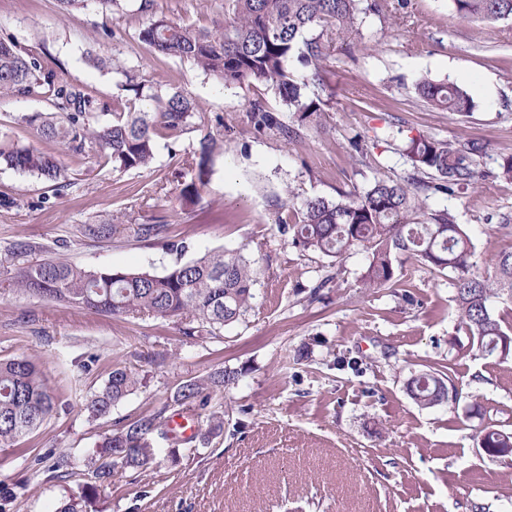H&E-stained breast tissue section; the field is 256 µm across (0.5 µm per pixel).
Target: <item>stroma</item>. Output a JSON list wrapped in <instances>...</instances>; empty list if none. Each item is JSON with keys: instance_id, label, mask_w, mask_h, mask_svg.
<instances>
[{"instance_id": "1", "label": "stroma", "mask_w": 512, "mask_h": 512, "mask_svg": "<svg viewBox=\"0 0 512 512\" xmlns=\"http://www.w3.org/2000/svg\"><path fill=\"white\" fill-rule=\"evenodd\" d=\"M226 7L225 0H155L157 13L199 27L223 22ZM138 26L95 11L63 15L56 0H0V36L43 47L64 80L111 100L119 93L111 74L83 56H112L178 86L224 140L207 165L203 200L187 211L178 191L197 172L183 163L196 131L176 144L159 141L154 164L138 171H113L90 150L65 157L73 185L59 194L34 175L0 167V198L16 201L0 206V359H29L56 396L37 431L0 447V490L16 491L0 512H54L88 480L82 470L62 479L32 475L21 452L83 456L117 423L159 410L182 382L224 367L239 378L211 394L223 429L174 462L169 452L178 441L162 427L153 437L156 466L136 480L112 476L98 512H282L285 496L302 512H512V462L482 455L480 420L465 416L477 400L499 408L512 429V360L450 349V340L466 337L456 332L447 274L407 259L397 272L411 285L408 295L368 291L360 286L362 250L333 263L292 247L278 229L286 204L334 200L374 178L406 176L403 136H463L485 146L479 177L428 205L456 215L474 239L480 271L491 274V257L512 249V180L499 174L512 155V19L464 20L449 0H406L386 27L367 17L361 46L338 42L330 51L323 77L335 97L321 125L290 141L248 124L255 100L287 117L271 87L227 88L190 62L155 60L135 38ZM106 27L113 38H102ZM424 77L464 84L475 110L430 109L414 90ZM356 141L366 157L353 151ZM115 216L122 227L109 237L85 234V225ZM161 222L163 241L139 242L124 230ZM21 242L31 247L25 262L59 257L86 269L157 275L209 252L237 251L256 260L261 275L244 320L190 337L184 319L79 310L8 288L13 268L3 257ZM426 363L453 365L460 405L423 409L412 401L406 382ZM117 364L138 375V389L108 416L90 417L87 398Z\"/></svg>"}]
</instances>
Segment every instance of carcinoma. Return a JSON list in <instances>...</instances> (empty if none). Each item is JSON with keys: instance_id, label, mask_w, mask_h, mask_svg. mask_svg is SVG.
<instances>
[{"instance_id": "obj_1", "label": "carcinoma", "mask_w": 512, "mask_h": 512, "mask_svg": "<svg viewBox=\"0 0 512 512\" xmlns=\"http://www.w3.org/2000/svg\"><path fill=\"white\" fill-rule=\"evenodd\" d=\"M63 13L93 7L96 11L139 16L137 40L158 59L192 62L203 74L224 86L261 82L281 97L290 114L285 124L255 101L247 110L254 129L275 130L285 138L298 136V128L316 124L333 90L322 78L333 41L352 44L362 16L373 14L388 22L387 0H229L228 17L212 28L181 24L154 10V0H57ZM457 15L465 19L496 22L512 17V0H451ZM92 66L108 71L124 94L101 102L91 93L64 81L53 63L16 38L0 37V95L16 99L39 98L50 109L14 118L32 138L45 144L8 141L0 146V165L37 176L59 193L72 186L62 157L78 158L85 148L94 150L120 173L150 167L157 140L174 141L196 131L204 120L198 105L172 84H160L115 66L109 56L88 54ZM305 69L298 78L290 65ZM416 94L431 108L467 115L475 108L468 91L456 82L420 79ZM220 146L213 134H204L185 162L197 165L198 177L182 183L178 199L190 207L203 199L208 176L206 164ZM482 147L469 141L441 140L425 134L402 140L401 152L413 173L399 180L376 179L361 192L305 199L288 210L279 229L304 252L338 260L358 247L367 254L361 287H407L396 275L398 258L405 256L429 270L452 273L449 285L458 313L457 331L467 336V351L498 362L512 359V315L495 312L490 301L512 302V250L491 259L494 276L485 277L474 261L476 247L451 211L431 210L432 194L453 195L475 181L474 156ZM128 236L157 239L164 224H128ZM260 268L240 253L204 254L158 276L147 271L89 270L61 258H47L16 265L12 288L74 308L140 318L169 319L185 316L194 323L188 336L210 335L214 330L240 322L255 299ZM238 372L220 369L205 378L183 382L170 399L172 406L195 411L207 406L210 392L226 389ZM140 381L125 366L112 369L102 388L93 393L85 409L93 417L110 414L112 406L137 389ZM455 388L450 368L430 367L407 380L406 390L421 408L447 402ZM54 397L40 370L23 357L0 361V447L36 431L53 412ZM166 409L143 414L119 425L87 453L90 481L78 496L63 501L54 512H87L100 487L113 473L134 475L153 467L156 456L152 436ZM209 430L187 439L206 445L211 431L222 427L223 413L209 414ZM478 446L512 448V432L490 420L480 431ZM47 464L52 477L71 467L69 456L47 448L34 457Z\"/></svg>"}]
</instances>
